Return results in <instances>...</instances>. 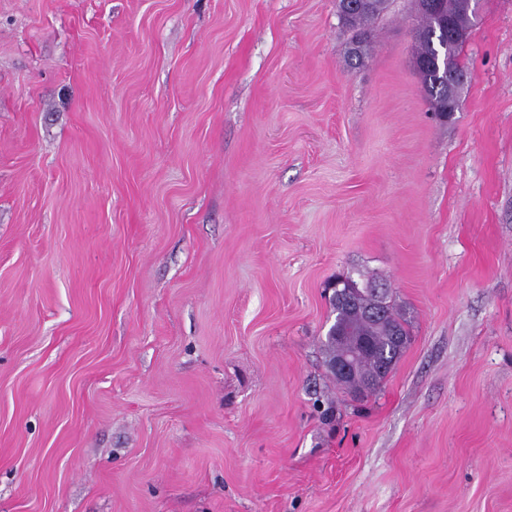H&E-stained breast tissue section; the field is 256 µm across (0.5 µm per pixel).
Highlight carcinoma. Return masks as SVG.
Wrapping results in <instances>:
<instances>
[{
    "label": "carcinoma",
    "instance_id": "obj_1",
    "mask_svg": "<svg viewBox=\"0 0 512 512\" xmlns=\"http://www.w3.org/2000/svg\"><path fill=\"white\" fill-rule=\"evenodd\" d=\"M387 0H374L368 9H355L347 17V23L355 31L354 59L360 61L365 55L368 29L386 9ZM443 8L453 23L452 31L469 35L477 25L479 15L469 0H443ZM465 42L458 41L439 29V20L429 13L418 14L415 32L414 57L422 88L430 109L443 105L448 94V81L466 78L459 57ZM333 311L336 320L332 332L323 342L325 363L336 358V336L366 337L370 341L371 353L361 361L357 377L341 378L331 373L337 384L348 393L359 396L358 388L365 380L376 390L392 370L410 341V329L404 313L396 304H391L379 320H371L354 311L345 292L333 296Z\"/></svg>",
    "mask_w": 512,
    "mask_h": 512
}]
</instances>
